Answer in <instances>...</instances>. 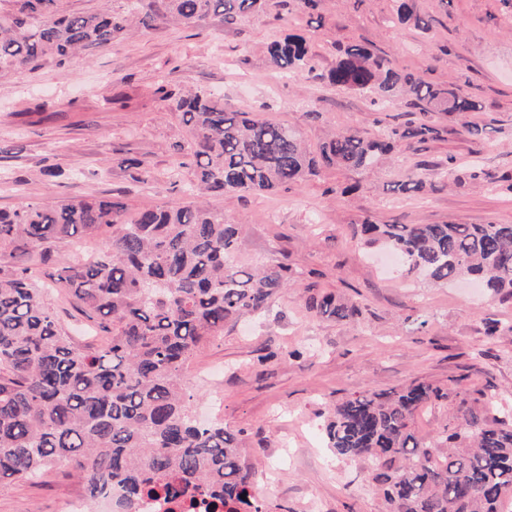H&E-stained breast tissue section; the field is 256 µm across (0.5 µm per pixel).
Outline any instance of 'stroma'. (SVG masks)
I'll return each mask as SVG.
<instances>
[{"label":"stroma","mask_w":512,"mask_h":512,"mask_svg":"<svg viewBox=\"0 0 512 512\" xmlns=\"http://www.w3.org/2000/svg\"><path fill=\"white\" fill-rule=\"evenodd\" d=\"M426 29L393 23V0H297L287 19L275 10L225 27L218 16L190 26L163 25L89 50L65 65L0 71V208L19 209L71 196L112 198L128 214L181 199L191 172L174 166L173 147L190 132L157 86L219 93L231 109L260 112L293 126L307 149L338 131L377 134L410 119L404 97L374 103L367 94L331 85L326 75L349 45L373 44L401 70L435 86H453L479 101L465 115L433 114L441 139L395 151L376 172L329 168L320 177L274 195H228L231 222L246 227L239 259L265 262L284 255L296 283L259 317L227 324L187 369L200 414L244 429L241 463L265 483L271 512H381L364 462L336 457L322 425L329 406L367 390L425 381L448 393L422 408L417 435L433 442L460 404L480 406L495 395L512 401V298L464 282L436 286L387 270L368 244L363 221L375 224H512V190L463 177L443 181L449 158L512 176V6L503 0H414ZM304 35L312 73L282 80L266 48L285 32ZM164 91V92H165ZM316 111L320 120H307ZM498 120L479 139L468 123ZM139 160L136 168L120 160ZM52 168L62 177L49 176ZM426 177L425 190L401 195L407 174ZM341 186L345 195H330ZM63 327L82 345L97 347L87 320L45 281ZM356 305L358 315L336 321L307 312L309 289ZM498 320L501 337L484 334ZM74 473L50 468L37 481L0 484V512H53L81 493Z\"/></svg>","instance_id":"obj_1"}]
</instances>
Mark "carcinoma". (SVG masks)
Segmentation results:
<instances>
[{
  "instance_id": "1",
  "label": "carcinoma",
  "mask_w": 512,
  "mask_h": 512,
  "mask_svg": "<svg viewBox=\"0 0 512 512\" xmlns=\"http://www.w3.org/2000/svg\"><path fill=\"white\" fill-rule=\"evenodd\" d=\"M15 2L14 15L0 16V70L47 58L63 65L160 20L190 26L213 14L233 25L266 11L269 0H161L148 10L143 0H122L117 9L107 0L95 13L67 12L60 0ZM396 2L397 23L424 27L413 0ZM267 52L283 75L313 72L299 34L272 41ZM327 78L381 100L403 93L418 117L373 137L335 133L314 156L288 126L191 92L174 104L191 133L177 163L194 176L180 202L132 218L120 202L86 197L0 210V250L11 257L0 266V484L60 466L75 472L89 499L118 486L131 503L176 485L228 512H268L241 464L244 430L196 418L185 370L225 323L264 312L293 274L281 261L237 264L241 228L218 202L226 194H275L319 176L323 166L370 171L396 147L439 138L429 115L480 110L466 95L397 69L369 44L347 47ZM103 224L112 226V241L57 273L59 287L109 336L89 350L59 325L41 282L57 242ZM362 231L433 284L471 277L512 297V224L365 221ZM305 305L337 320L357 314L332 294L315 293ZM447 398L419 381L368 390L334 406L328 448L367 464L385 512H512V406L489 401L481 414L456 412L439 445L430 446L415 432V416Z\"/></svg>"
}]
</instances>
